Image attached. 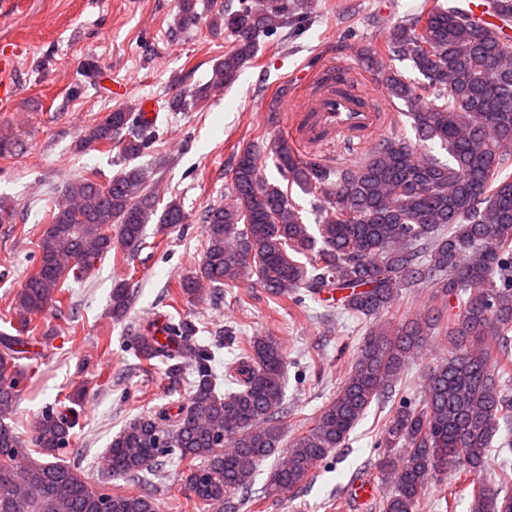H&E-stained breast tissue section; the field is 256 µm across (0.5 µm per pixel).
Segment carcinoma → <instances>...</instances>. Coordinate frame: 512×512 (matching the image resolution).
<instances>
[{
	"instance_id": "1",
	"label": "carcinoma",
	"mask_w": 512,
	"mask_h": 512,
	"mask_svg": "<svg viewBox=\"0 0 512 512\" xmlns=\"http://www.w3.org/2000/svg\"><path fill=\"white\" fill-rule=\"evenodd\" d=\"M476 14L468 0H425L382 45L353 44L354 56L377 75L420 141L437 140L448 162L417 153L399 136L385 139L363 163L336 170L297 156L285 139L273 143L283 178L324 202L318 234L288 194L262 180L258 155L243 148L230 170L232 201L207 206L203 257L185 276L181 294L223 285L244 275L275 298L298 302L336 296L341 309L365 319L384 315L410 288L455 296L458 311L429 308L391 329L369 331L339 391L311 425L288 441L265 493L288 492L309 479L314 465L346 445L372 405L388 396L402 371L433 335L448 353L429 367L424 395L385 421L379 460L391 489L379 512H419L431 489L447 498L446 475H475L470 512H512V470L494 468V447H512L500 432L512 425V0H485ZM197 0H177L176 27L197 19ZM295 0H240L209 22L234 44L213 66L210 86L167 99L186 112L209 88L232 83L270 37L296 21ZM408 61L421 78L393 67ZM159 140L158 127L131 107L86 126L80 146L119 150L129 165L101 183L90 171L65 187L48 209L35 268L14 298L15 336H0V512H161L148 489L93 488L78 469L56 460L70 446L76 414L45 408L36 420L35 448L25 447L9 423L21 398L24 334L62 303L68 274L78 277L115 245H143L146 225L169 232L188 221L181 202L160 204L150 178L133 161ZM302 255V262L297 256ZM125 280L112 287V318L126 317ZM172 344L137 346L139 358L158 360L173 382L190 374L186 402L166 405L125 424L107 448L106 480L137 477L163 459L184 465L201 512H237L251 494L257 467L283 446L286 432V355L272 336L238 346L217 389L211 348L195 340V326L170 328Z\"/></svg>"
}]
</instances>
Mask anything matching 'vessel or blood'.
Instances as JSON below:
<instances>
[{
  "label": "vessel or blood",
  "mask_w": 512,
  "mask_h": 512,
  "mask_svg": "<svg viewBox=\"0 0 512 512\" xmlns=\"http://www.w3.org/2000/svg\"><path fill=\"white\" fill-rule=\"evenodd\" d=\"M13 67L10 56H0V109L12 106L14 85L6 73ZM305 89L296 96L288 118V135L302 150L313 151L331 142L352 150L374 148L386 128V104L381 95L364 86L360 71L340 65L335 76L320 73L300 78Z\"/></svg>",
  "instance_id": "b4317fda"
}]
</instances>
